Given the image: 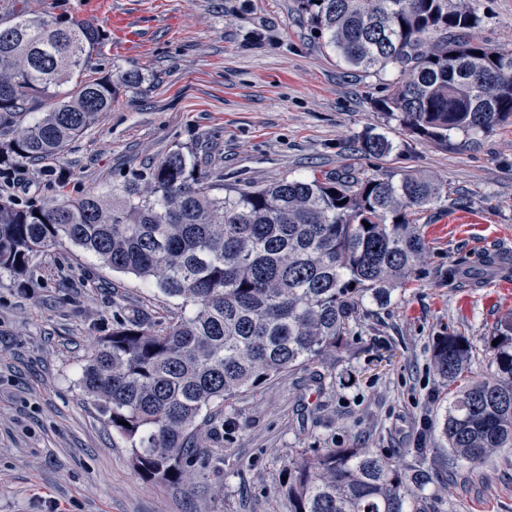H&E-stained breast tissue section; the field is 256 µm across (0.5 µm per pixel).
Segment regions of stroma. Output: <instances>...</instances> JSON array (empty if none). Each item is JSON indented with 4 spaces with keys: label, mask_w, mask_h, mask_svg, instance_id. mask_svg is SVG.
<instances>
[{
    "label": "stroma",
    "mask_w": 512,
    "mask_h": 512,
    "mask_svg": "<svg viewBox=\"0 0 512 512\" xmlns=\"http://www.w3.org/2000/svg\"><path fill=\"white\" fill-rule=\"evenodd\" d=\"M471 37L512 53V0H467ZM37 15L110 29L125 16L134 39L109 37L86 73L139 71V88L56 162L19 163L0 176V197L43 200L108 193L113 183L180 148L209 161L229 185L282 177H364L421 171L443 185L419 215L428 249L388 306L365 305L347 349L298 367L225 403L203 426L208 455L190 479L149 478L80 384L87 357L114 320L154 324L181 314L179 299L114 271L65 243L31 261L32 286L0 275V512H292L285 478L322 448L391 453L400 467L428 449L447 472L430 488L433 512H512V448L479 464L437 447L433 370L438 337H466L475 374L489 372V339L512 321V295L492 270L475 280L448 268L478 252L512 257V124L412 136L375 107L394 75L346 65L318 39L297 0H27ZM382 135V158L361 141ZM462 214L478 216L460 224ZM326 377L317 387L313 373Z\"/></svg>",
    "instance_id": "stroma-1"
}]
</instances>
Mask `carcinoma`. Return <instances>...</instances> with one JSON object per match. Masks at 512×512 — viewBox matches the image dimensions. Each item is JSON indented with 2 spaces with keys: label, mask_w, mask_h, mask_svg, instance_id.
Masks as SVG:
<instances>
[{
  "label": "carcinoma",
  "mask_w": 512,
  "mask_h": 512,
  "mask_svg": "<svg viewBox=\"0 0 512 512\" xmlns=\"http://www.w3.org/2000/svg\"><path fill=\"white\" fill-rule=\"evenodd\" d=\"M318 37L347 65L390 69L379 107L435 143L452 132L512 123V53L475 42V16L454 0H298ZM104 32L24 9L0 23V126L37 117L0 142V167L55 160L112 111L137 71L83 77ZM481 55H476V52ZM362 150L383 156L380 135ZM178 149L108 195H62L40 204L0 198V272L30 286V261L64 241L112 269L155 280L188 314L144 326L115 321L84 366L81 386L134 448L144 475L192 476L203 452V410L298 366L346 350L350 322L383 306L428 248L414 216L442 199L431 176L283 178L227 186ZM370 227H365V224ZM490 372L471 373L462 336L437 339L433 367L448 388L436 427L453 457L480 463L512 448V321L497 334ZM128 425H123V422ZM432 475L402 470L376 448H322L293 464V512H426Z\"/></svg>",
  "instance_id": "obj_1"
}]
</instances>
